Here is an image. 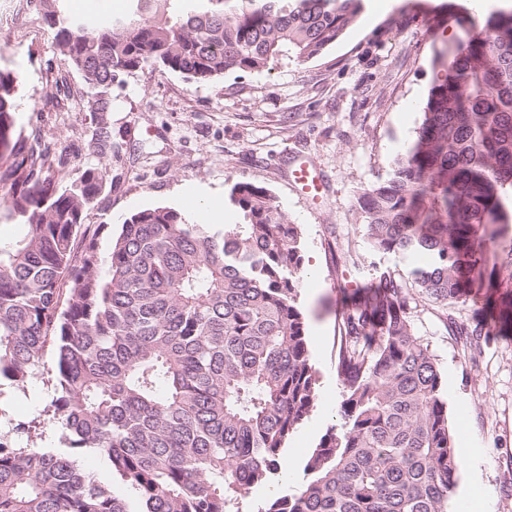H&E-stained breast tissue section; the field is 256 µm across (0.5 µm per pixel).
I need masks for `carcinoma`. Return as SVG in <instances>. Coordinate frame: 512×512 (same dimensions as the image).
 I'll list each match as a JSON object with an SVG mask.
<instances>
[{"label": "carcinoma", "instance_id": "1", "mask_svg": "<svg viewBox=\"0 0 512 512\" xmlns=\"http://www.w3.org/2000/svg\"><path fill=\"white\" fill-rule=\"evenodd\" d=\"M37 7L63 66L110 112L112 85L146 66L207 83L312 59L364 0H131L127 14L96 20L65 0ZM447 7L465 36L433 50L437 78L415 139L358 206L372 247L419 256L414 285L454 304L501 287L489 255L512 267V8L479 25ZM18 86L0 69V223L21 227L0 240V403L38 376L53 395L39 416L0 427V512H242L316 403L298 226L269 190L238 182L229 201L240 222L146 209L102 255L82 228L106 168L66 179L67 150L18 132ZM90 145L112 152L107 127ZM337 292L342 423L305 460L306 481L257 512H449L462 463L406 282L386 268L368 292ZM489 306L475 335L512 331V293ZM42 416L61 447L22 441ZM88 448L109 480L78 468Z\"/></svg>", "mask_w": 512, "mask_h": 512}]
</instances>
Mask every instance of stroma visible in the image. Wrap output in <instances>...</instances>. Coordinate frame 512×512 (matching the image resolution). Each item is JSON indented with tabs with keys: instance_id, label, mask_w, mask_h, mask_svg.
Listing matches in <instances>:
<instances>
[{
	"instance_id": "obj_1",
	"label": "stroma",
	"mask_w": 512,
	"mask_h": 512,
	"mask_svg": "<svg viewBox=\"0 0 512 512\" xmlns=\"http://www.w3.org/2000/svg\"><path fill=\"white\" fill-rule=\"evenodd\" d=\"M364 8L320 56L268 72L232 71L209 83L146 67L112 87V110L95 112L82 76L60 66L53 31L35 9L0 24V66L20 78L15 112L23 132L74 152L75 171L107 167V185L85 219L87 238L107 252L125 219L165 206L191 223L202 216L194 195L227 200L249 182L270 191L297 224L305 258L300 301L312 361L319 374L314 410L288 441L304 462L331 426L340 424L342 386L336 375L339 334L336 285L360 287L376 265L408 276L413 260L374 251L357 199L387 177L422 122L437 72L434 47L457 34L446 0H387ZM107 121L118 153L88 149L92 130ZM312 159L327 178L320 206L289 182L294 159ZM411 327L435 355L459 456L474 452L480 476L462 468L452 493L479 490L486 512H512V335L467 336L482 317V298L448 306L409 288Z\"/></svg>"
}]
</instances>
